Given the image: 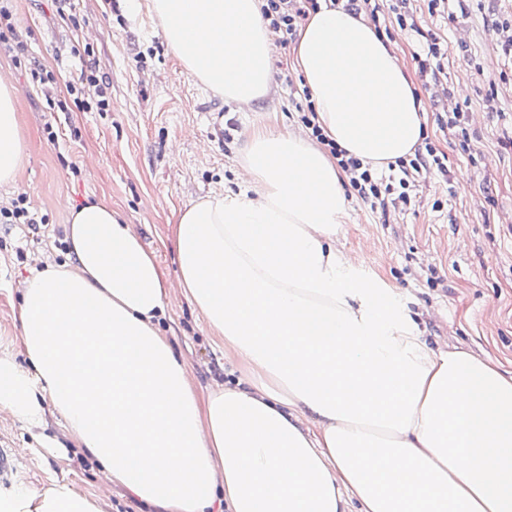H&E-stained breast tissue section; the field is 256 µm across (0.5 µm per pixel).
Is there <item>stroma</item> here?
Segmentation results:
<instances>
[{
    "label": "stroma",
    "mask_w": 512,
    "mask_h": 512,
    "mask_svg": "<svg viewBox=\"0 0 512 512\" xmlns=\"http://www.w3.org/2000/svg\"><path fill=\"white\" fill-rule=\"evenodd\" d=\"M9 0L11 23L26 44L14 61L0 50V79L16 89L15 112L25 151L13 184L0 186V208L26 194L39 231L0 223V355L24 363L18 315L22 282L63 263L70 211L103 200L153 251L171 281L165 296L166 336L185 360L194 386L226 380L225 360L178 276L174 227L179 213L237 188L242 151L258 124L305 136L291 100L301 90L294 45H276L274 80L253 110L237 111L190 77L167 47L149 7L128 15L124 0ZM417 31L390 25V47L419 97H431L427 135L446 156V172L431 171L411 205L374 212L350 197L336 246L357 258L367 277L399 290L401 306L432 346L463 349L512 370V0H448L429 11L410 0ZM447 48L439 81L421 72L417 53L428 36ZM92 55H85V46ZM52 70L59 85L81 84L95 69L112 97L108 112L50 109L32 90L30 65ZM462 112L461 127L448 126ZM237 126L225 140L226 122ZM56 140H49V133ZM0 497L25 487L41 493L68 483L97 500L98 512H148L122 484L72 448L53 407L32 425L0 413Z\"/></svg>",
    "instance_id": "stroma-1"
}]
</instances>
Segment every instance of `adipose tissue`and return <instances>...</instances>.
Segmentation results:
<instances>
[{
	"mask_svg": "<svg viewBox=\"0 0 512 512\" xmlns=\"http://www.w3.org/2000/svg\"><path fill=\"white\" fill-rule=\"evenodd\" d=\"M198 82L239 107L273 80L257 0H150ZM325 135L371 169L412 155L424 110L374 27L322 8L296 42ZM0 82V185L24 157ZM247 187L184 209L179 286L236 380L199 392L161 332L167 279L111 206L75 208L66 260L28 278V366L0 356V410L62 417L74 445L153 512H512V375L432 348L388 282L336 249L348 200L335 164L259 128ZM64 483L0 512H96Z\"/></svg>",
	"mask_w": 512,
	"mask_h": 512,
	"instance_id": "obj_1",
	"label": "adipose tissue"
}]
</instances>
